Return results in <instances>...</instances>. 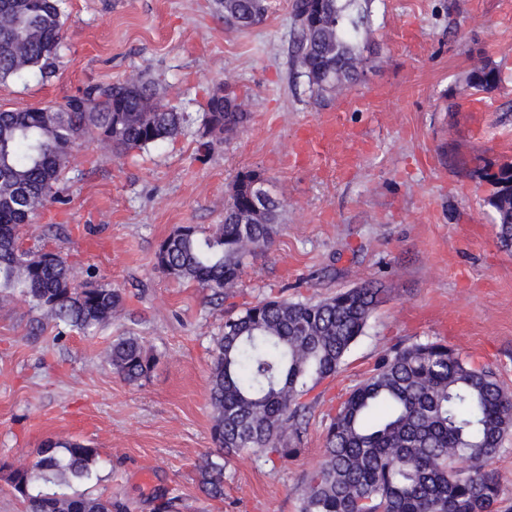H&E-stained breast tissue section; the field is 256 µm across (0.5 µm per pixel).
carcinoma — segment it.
<instances>
[{
    "instance_id": "obj_1",
    "label": "carcinoma",
    "mask_w": 512,
    "mask_h": 512,
    "mask_svg": "<svg viewBox=\"0 0 512 512\" xmlns=\"http://www.w3.org/2000/svg\"><path fill=\"white\" fill-rule=\"evenodd\" d=\"M376 0H293L291 53L319 99L357 84L371 58ZM62 0H0V81L33 70L52 73L64 38ZM238 29L261 23L266 0H216ZM487 61L467 83L477 91L500 86ZM248 112L237 95L217 89L207 101L200 148L243 126ZM185 116L158 101L157 82L95 85L57 106L0 111V297L17 299L38 313L32 338L46 325L90 335L124 308L126 296L108 285L79 281L61 254L23 248L20 227L59 193L72 148L86 138L118 157L175 138ZM470 172L493 187L485 204L501 248L512 250V163L493 168L477 158ZM258 183L257 210L250 186ZM283 202L255 171L236 178L224 223L206 234L194 225L157 247V268L182 283H195L224 300L249 257L273 244ZM383 302L372 283L317 300L266 296L224 316L208 377L214 411L213 448L200 458L205 495L224 500V457L256 461L297 457L313 402L307 396L336 376ZM156 356L132 334L112 341L107 362L136 384L153 370ZM512 434V394L494 372L475 367L441 340L397 346L349 391L325 425L323 459L300 487V512H499L500 487L488 462ZM466 461L461 469L458 463ZM95 449L59 440L47 455L12 468L7 481L24 512H117L120 505L78 487L97 478ZM71 491L45 492L43 484Z\"/></svg>"
}]
</instances>
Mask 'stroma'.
<instances>
[{
  "instance_id": "stroma-1",
  "label": "stroma",
  "mask_w": 512,
  "mask_h": 512,
  "mask_svg": "<svg viewBox=\"0 0 512 512\" xmlns=\"http://www.w3.org/2000/svg\"><path fill=\"white\" fill-rule=\"evenodd\" d=\"M293 0H267L264 21L224 23L215 0H64L56 74L0 82V111L58 105L87 87L156 78L163 104L190 113L174 139L125 157L80 142L53 203L24 227V248L67 255L94 281L123 289L126 308L94 335L31 338L28 308L0 299V512H23L7 468L34 461L48 439L96 448L90 491L122 512H299V487L324 454L329 415L396 345L441 339L512 392V252L499 247L483 203L490 187L465 160L512 162V0H376V50L362 82L320 105L291 57ZM490 61L497 90L467 85ZM247 124L201 150L199 117L224 83ZM334 148L295 156L330 117ZM260 172L286 207L270 250L250 259L220 304L155 265L177 227L224 220L236 177ZM373 281L384 290L364 336L335 377L311 392L301 454L286 463L242 456L208 499L196 464L211 448L208 373L224 316L257 298H323ZM140 336L158 362L130 385L106 353Z\"/></svg>"
}]
</instances>
